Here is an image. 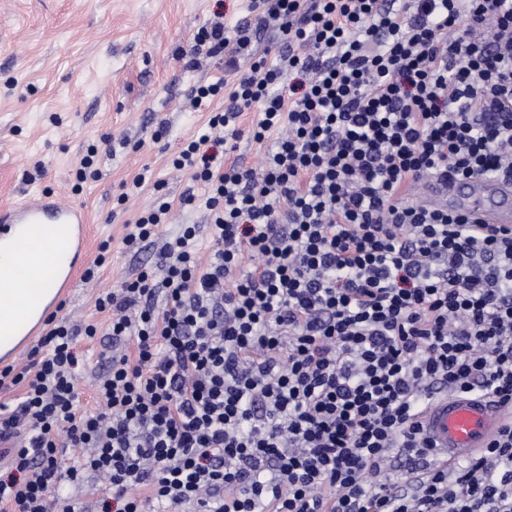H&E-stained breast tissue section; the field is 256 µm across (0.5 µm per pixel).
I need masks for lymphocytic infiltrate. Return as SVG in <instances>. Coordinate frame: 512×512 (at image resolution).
Returning a JSON list of instances; mask_svg holds the SVG:
<instances>
[{"mask_svg": "<svg viewBox=\"0 0 512 512\" xmlns=\"http://www.w3.org/2000/svg\"><path fill=\"white\" fill-rule=\"evenodd\" d=\"M248 12L231 28L214 12L189 54L236 75L191 88L211 114L171 159L203 187L181 203L206 225L161 237L158 198L123 237L159 242L155 260L98 295L105 324L50 315L27 364L0 370L21 390L0 416V505L51 512L61 480L91 471L97 512H512V422L448 466L418 423L447 394L512 405V229L402 193L512 182V0ZM255 21L277 29L274 60ZM245 136L268 146L260 167L206 149ZM99 335L133 349L113 352L90 411L77 343Z\"/></svg>", "mask_w": 512, "mask_h": 512, "instance_id": "obj_1", "label": "lymphocytic infiltrate"}]
</instances>
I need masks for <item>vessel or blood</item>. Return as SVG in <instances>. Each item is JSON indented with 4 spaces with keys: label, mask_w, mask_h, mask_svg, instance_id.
<instances>
[{
    "label": "vessel or blood",
    "mask_w": 512,
    "mask_h": 512,
    "mask_svg": "<svg viewBox=\"0 0 512 512\" xmlns=\"http://www.w3.org/2000/svg\"><path fill=\"white\" fill-rule=\"evenodd\" d=\"M427 199L449 209L471 215L485 224H512V183L473 178L456 179L436 186ZM88 219L79 205L50 194L0 209V241H16L23 227L42 231L47 239L61 240L73 261L42 290L47 298L43 315L28 321L24 336L41 333L46 316L75 286L76 257L85 255ZM512 419V407L491 396L447 395L431 402L420 418V432L433 448L436 463L446 466L465 454L485 450Z\"/></svg>",
    "instance_id": "obj_1"
}]
</instances>
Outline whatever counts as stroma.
<instances>
[{
  "mask_svg": "<svg viewBox=\"0 0 512 512\" xmlns=\"http://www.w3.org/2000/svg\"><path fill=\"white\" fill-rule=\"evenodd\" d=\"M248 0H0V207L53 193L84 206L90 236L81 268H88L104 240L112 250L98 276L78 281L63 299V315L105 321L95 309L99 293L120 285L153 262L156 245L129 249L124 226L153 203L144 185L125 205L122 184L150 168L163 181L172 204L165 235L182 225L203 223L204 207L182 206L187 191L202 195L187 176L168 164L196 136L208 115L190 109L187 90L223 76L224 63L211 59L186 68L198 28L222 8L226 26L247 16ZM166 130L159 142L151 135ZM98 146L101 176L73 193L74 173L89 146ZM44 173L33 177L35 164ZM85 366L79 375L81 404L95 405L94 386L107 370L100 340H79Z\"/></svg>",
  "mask_w": 512,
  "mask_h": 512,
  "instance_id": "35a3bbf8",
  "label": "stroma"
}]
</instances>
